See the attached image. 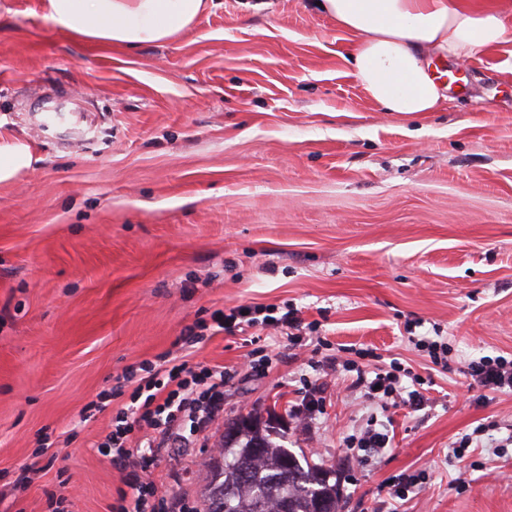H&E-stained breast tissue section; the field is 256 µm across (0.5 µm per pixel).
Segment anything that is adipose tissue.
I'll use <instances>...</instances> for the list:
<instances>
[{"label": "adipose tissue", "mask_w": 512, "mask_h": 512, "mask_svg": "<svg viewBox=\"0 0 512 512\" xmlns=\"http://www.w3.org/2000/svg\"><path fill=\"white\" fill-rule=\"evenodd\" d=\"M320 11L356 35L353 75L386 112H432L446 88L429 72V59H464L500 44L507 18L459 0H320ZM208 0H47L61 29L136 48L164 42L189 27Z\"/></svg>", "instance_id": "adipose-tissue-1"}]
</instances>
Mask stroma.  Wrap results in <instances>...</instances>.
I'll list each match as a JSON object with an SVG mask.
<instances>
[{"label": "stroma", "mask_w": 512, "mask_h": 512, "mask_svg": "<svg viewBox=\"0 0 512 512\" xmlns=\"http://www.w3.org/2000/svg\"><path fill=\"white\" fill-rule=\"evenodd\" d=\"M355 37L311 0H209L131 50L55 26L46 0H0V143L32 164L0 182V512H109L121 475L94 447L157 356L224 368V405L163 451L159 495L198 503L227 418L276 416L285 445L339 470L343 512H512V393L469 388L512 355V33L433 112L381 111L352 75ZM90 139L42 131L48 101ZM239 305L299 326L218 330ZM201 326L203 340L180 342ZM438 335L449 369L416 346ZM369 349L419 376L424 407L351 388ZM263 361L259 371L246 364ZM112 402L85 417L103 391ZM390 424V448L344 440ZM485 424L465 456L452 442ZM49 451H42V441ZM426 480L396 502L381 486Z\"/></svg>", "instance_id": "stroma-1"}]
</instances>
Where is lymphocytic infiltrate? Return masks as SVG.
<instances>
[{
  "label": "lymphocytic infiltrate",
  "mask_w": 512,
  "mask_h": 512,
  "mask_svg": "<svg viewBox=\"0 0 512 512\" xmlns=\"http://www.w3.org/2000/svg\"><path fill=\"white\" fill-rule=\"evenodd\" d=\"M141 375L126 409L117 412L109 433L97 442L99 454L109 458L120 472L122 489L111 506L112 512H196L187 502L159 498L154 462L167 448H183L204 433L224 403V369L221 366L171 363L165 356L140 364ZM475 386L484 390L512 391V357L483 356L469 364ZM400 366L367 377L357 370L355 386L381 400L406 399L420 405L419 389L404 390ZM146 431V450L135 453L130 446L134 432Z\"/></svg>",
  "instance_id": "f902f5d3"
}]
</instances>
